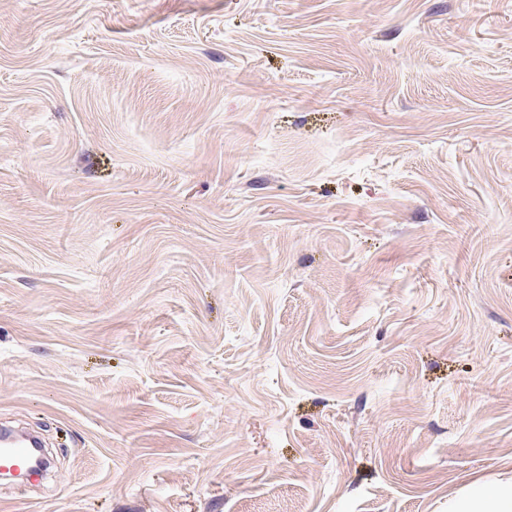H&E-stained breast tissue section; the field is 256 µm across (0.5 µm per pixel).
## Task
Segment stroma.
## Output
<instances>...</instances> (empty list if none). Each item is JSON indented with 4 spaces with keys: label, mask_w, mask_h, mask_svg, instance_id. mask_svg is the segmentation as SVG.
<instances>
[{
    "label": "stroma",
    "mask_w": 512,
    "mask_h": 512,
    "mask_svg": "<svg viewBox=\"0 0 512 512\" xmlns=\"http://www.w3.org/2000/svg\"><path fill=\"white\" fill-rule=\"evenodd\" d=\"M0 512H464L512 488V0H0ZM40 447V441L35 436L26 435L18 438L17 433L1 430L0 438V471L17 472L27 465L29 448Z\"/></svg>",
    "instance_id": "obj_1"
}]
</instances>
